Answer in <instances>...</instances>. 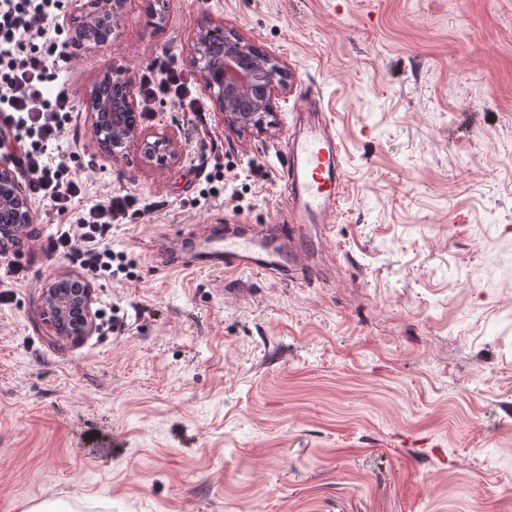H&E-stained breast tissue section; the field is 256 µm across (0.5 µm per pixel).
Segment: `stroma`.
<instances>
[{
	"label": "stroma",
	"mask_w": 512,
	"mask_h": 512,
	"mask_svg": "<svg viewBox=\"0 0 512 512\" xmlns=\"http://www.w3.org/2000/svg\"><path fill=\"white\" fill-rule=\"evenodd\" d=\"M207 16L287 67L275 129L161 103L140 125L174 131L181 160L112 161L83 92L159 57L191 72ZM59 78L76 105L50 155L79 154L87 204L143 210L103 239L134 272L94 284L111 332L73 341L38 303L77 264L31 207L28 275L0 289V512H512V0H129ZM310 96L348 186L308 271L166 269L176 237L281 223ZM214 150L223 190L205 199L195 166Z\"/></svg>",
	"instance_id": "35a3bbf8"
}]
</instances>
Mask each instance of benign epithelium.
<instances>
[{
  "instance_id": "7a95c632",
  "label": "benign epithelium",
  "mask_w": 512,
  "mask_h": 512,
  "mask_svg": "<svg viewBox=\"0 0 512 512\" xmlns=\"http://www.w3.org/2000/svg\"><path fill=\"white\" fill-rule=\"evenodd\" d=\"M127 0H87L81 39L100 42L99 18L110 16V32L121 26ZM189 62L199 73L205 90L224 124L240 134L267 133L274 124L266 122L273 98L288 91V70L275 57L262 51L224 25L204 21L187 43ZM119 85L122 92L104 97V89ZM83 103L92 120L97 145L114 161L135 146L144 160L167 164L181 158L178 138L168 132L146 135L138 126H129L126 115L135 110L132 80L107 69L84 93ZM153 141H148V138ZM0 210L11 215L12 224L0 226V247L12 242L14 233L33 223L25 187L7 164L0 163ZM92 283L81 273L63 270L43 289L38 312L46 328L66 337L80 338L94 328Z\"/></svg>"
}]
</instances>
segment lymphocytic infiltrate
<instances>
[{
  "mask_svg": "<svg viewBox=\"0 0 512 512\" xmlns=\"http://www.w3.org/2000/svg\"><path fill=\"white\" fill-rule=\"evenodd\" d=\"M65 8L66 0H0V157L23 171L30 201L48 206L46 220L67 219L68 229L50 241V251L80 260L91 278L109 280L130 267L126 255L102 239L130 216L137 200L127 194L83 206L82 181L66 161H52L47 153L73 120L69 91L56 83L68 44L59 24ZM139 95L147 118L159 101L183 112L203 109L191 79L165 60L144 76Z\"/></svg>",
  "mask_w": 512,
  "mask_h": 512,
  "instance_id": "1",
  "label": "lymphocytic infiltrate"
}]
</instances>
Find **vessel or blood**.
I'll return each instance as SVG.
<instances>
[{
  "label": "vessel or blood",
  "mask_w": 512,
  "mask_h": 512,
  "mask_svg": "<svg viewBox=\"0 0 512 512\" xmlns=\"http://www.w3.org/2000/svg\"><path fill=\"white\" fill-rule=\"evenodd\" d=\"M299 131L285 148L286 189L282 223L208 226L205 252L224 273L278 276L298 265L315 245V233H328L329 218L347 187L341 143L317 99L297 114Z\"/></svg>",
  "instance_id": "b4317fda"
}]
</instances>
